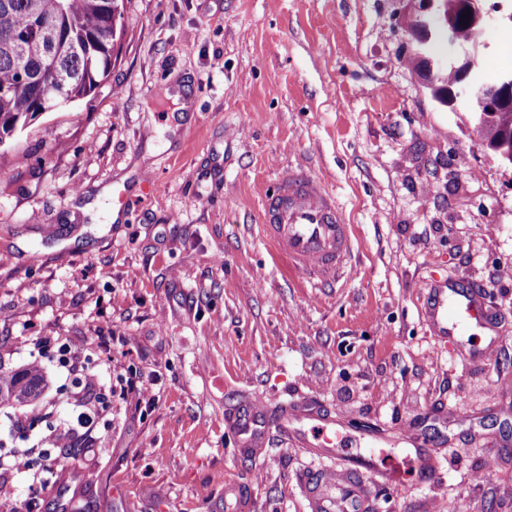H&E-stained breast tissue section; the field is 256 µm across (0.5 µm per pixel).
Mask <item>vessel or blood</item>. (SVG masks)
Returning <instances> with one entry per match:
<instances>
[{
  "mask_svg": "<svg viewBox=\"0 0 512 512\" xmlns=\"http://www.w3.org/2000/svg\"><path fill=\"white\" fill-rule=\"evenodd\" d=\"M262 231L290 273L319 284L339 281L352 265L349 225L335 199L309 174L290 170L279 174L262 195ZM425 317L440 346L471 327L490 323L480 288L448 283L431 285L425 296ZM243 453L264 454L271 434L312 456L333 461V468L306 477L301 485L307 512H375L362 476L376 472L384 452L371 448L348 453L336 439L350 423L335 419L311 400L272 407L250 406L229 415ZM226 512H252L253 499L244 486L224 488Z\"/></svg>",
  "mask_w": 512,
  "mask_h": 512,
  "instance_id": "vessel-or-blood-1",
  "label": "vessel or blood"
}]
</instances>
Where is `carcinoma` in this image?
Segmentation results:
<instances>
[{"mask_svg":"<svg viewBox=\"0 0 512 512\" xmlns=\"http://www.w3.org/2000/svg\"><path fill=\"white\" fill-rule=\"evenodd\" d=\"M482 23L457 25V43L475 46ZM118 27L105 0H0V144H10L41 113V91L63 80L74 102L93 93L112 68ZM432 96L444 104L456 88L459 67L430 71L413 57ZM478 132L497 156L512 150V107L476 116ZM46 379L37 365L0 370V407L36 405Z\"/></svg>","mask_w":512,"mask_h":512,"instance_id":"carcinoma-1","label":"carcinoma"}]
</instances>
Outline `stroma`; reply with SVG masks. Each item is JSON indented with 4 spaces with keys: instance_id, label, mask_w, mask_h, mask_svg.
I'll return each mask as SVG.
<instances>
[{
    "instance_id": "obj_1",
    "label": "stroma",
    "mask_w": 512,
    "mask_h": 512,
    "mask_svg": "<svg viewBox=\"0 0 512 512\" xmlns=\"http://www.w3.org/2000/svg\"><path fill=\"white\" fill-rule=\"evenodd\" d=\"M418 0H128L117 60L87 98L0 151V367H41L35 415L0 408V498L33 512H305L318 468L271 437L237 450L227 414L309 396L375 432L417 426L434 476L372 483L376 512H512V166L469 109L436 102L410 60ZM478 59L512 72V23ZM302 168L351 224L355 271L314 286L264 239L261 197ZM135 204L118 210V193ZM484 289L483 330L438 348L422 297ZM122 337L104 363L94 346ZM66 337L102 388L140 375L151 404L113 399L57 482L30 495L72 375L40 353ZM224 509L228 512H251L253 509L251 492L240 484H228L224 488Z\"/></svg>"
}]
</instances>
